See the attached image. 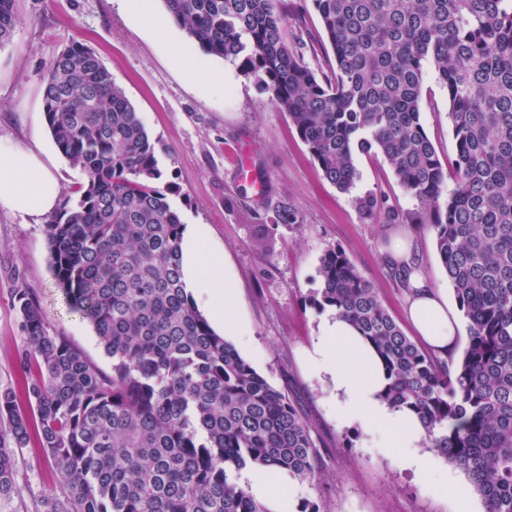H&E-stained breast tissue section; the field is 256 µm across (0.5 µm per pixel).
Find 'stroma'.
<instances>
[{
	"mask_svg": "<svg viewBox=\"0 0 512 512\" xmlns=\"http://www.w3.org/2000/svg\"><path fill=\"white\" fill-rule=\"evenodd\" d=\"M161 26L150 29L127 0H19L20 21L0 46V138L30 140L40 133L54 153L63 189L83 179L58 153L42 112L43 78L57 53L71 41L93 48L112 80L138 112L155 148L171 205L183 223L205 225L213 248L239 289L234 316L248 340L242 356L276 388L284 390L311 427L322 453L326 479L302 486L301 512H457L454 491H465L471 512H484L481 498L458 469L448 471V491L400 469L394 449L378 447L357 424L338 422L328 385L308 374L302 355L324 316L312 303L320 286L325 251L341 247L370 280L406 335V289L395 278L386 252L400 238L414 241L428 281L453 287L431 232L413 224L366 219L356 200L385 199L401 212L421 206L400 185L381 154H356L357 179L343 192L322 175L286 112L246 75L241 60L205 55L168 14L163 0H147ZM289 47L315 72L328 69L332 51L311 0H278ZM196 63L188 78L185 62ZM421 122L441 159L455 153L448 96L433 67H426ZM294 213L282 221V208ZM34 290L54 330L103 371L112 360L92 325L68 305L53 274L44 227L0 211V388L18 387L23 374L14 354L21 344L13 290ZM21 477L0 512H38L37 501L63 490L61 478L37 444L18 459Z\"/></svg>",
	"mask_w": 512,
	"mask_h": 512,
	"instance_id": "stroma-1",
	"label": "stroma"
}]
</instances>
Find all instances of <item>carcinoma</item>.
<instances>
[{
    "label": "carcinoma",
    "mask_w": 512,
    "mask_h": 512,
    "mask_svg": "<svg viewBox=\"0 0 512 512\" xmlns=\"http://www.w3.org/2000/svg\"><path fill=\"white\" fill-rule=\"evenodd\" d=\"M201 50L243 58L288 113L323 176L354 185L356 153L381 154L426 212L416 217L469 321L460 361L407 336L344 250L318 268L313 301L380 355L385 401L414 413L430 450L463 472L485 512H512V0H312L331 45L317 76L283 37L276 0H163ZM19 22L0 0V46ZM448 90L456 152L443 165L420 121L425 63ZM52 138L86 180L45 225L70 307L112 359L105 373L50 325L37 294L14 289L20 390L0 388V500L36 439L63 491L43 512H270L230 480L273 466L315 487L323 459L284 391L210 326L183 281L180 213L154 186V145L122 89L74 41L43 81ZM456 185L448 190V170ZM363 215L408 216L374 196Z\"/></svg>",
    "instance_id": "carcinoma-1"
}]
</instances>
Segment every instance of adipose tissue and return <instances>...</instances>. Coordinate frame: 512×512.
Here are the masks:
<instances>
[{"label": "adipose tissue", "mask_w": 512, "mask_h": 512, "mask_svg": "<svg viewBox=\"0 0 512 512\" xmlns=\"http://www.w3.org/2000/svg\"><path fill=\"white\" fill-rule=\"evenodd\" d=\"M60 199L55 163L41 141L0 139V210L42 224L57 211ZM204 239L202 225L188 227L182 241L184 282L190 288L207 284L212 318L223 325L225 334L234 336L238 333L232 317L237 292L220 262L205 253ZM412 253L404 240L389 251L393 261L410 269L407 317L429 347L448 355L459 332L457 316L448 306L447 294L414 267ZM305 364L311 375L329 382L342 421L360 424L386 447L396 449L395 461L402 469L425 481L435 478L434 460L420 451L423 428L410 412L390 408L381 400L385 376L380 358L354 327L338 316L324 317L305 353ZM238 485L265 501L271 512H297L299 489L285 471L250 466L241 473Z\"/></svg>", "instance_id": "1"}]
</instances>
